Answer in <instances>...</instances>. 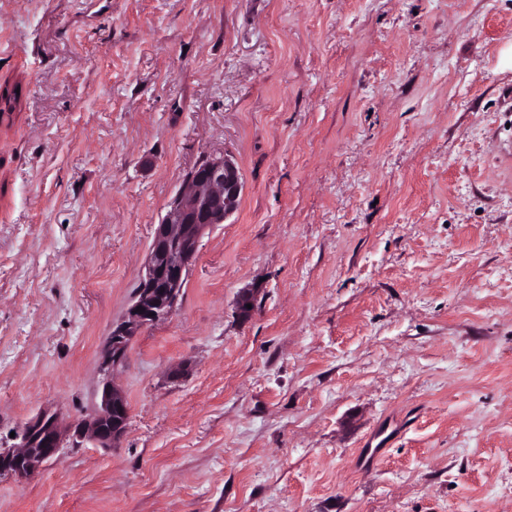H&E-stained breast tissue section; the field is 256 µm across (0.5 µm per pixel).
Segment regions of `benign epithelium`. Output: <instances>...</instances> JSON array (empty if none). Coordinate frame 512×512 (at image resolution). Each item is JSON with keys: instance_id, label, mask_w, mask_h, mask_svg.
<instances>
[{"instance_id": "benign-epithelium-1", "label": "benign epithelium", "mask_w": 512, "mask_h": 512, "mask_svg": "<svg viewBox=\"0 0 512 512\" xmlns=\"http://www.w3.org/2000/svg\"><path fill=\"white\" fill-rule=\"evenodd\" d=\"M243 192L240 170L225 154L198 165L189 185L170 201L154 234L135 296L123 321L116 324L102 352L105 379L100 405L88 419L63 423L55 414L41 413L28 420L14 448H0V478L21 480L56 458L67 436L88 439L101 448L118 445L129 419V405L113 380L134 336L144 327L171 316L187 282L206 231L233 215ZM143 311H138V308Z\"/></svg>"}]
</instances>
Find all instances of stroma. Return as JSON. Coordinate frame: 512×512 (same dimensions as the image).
I'll list each match as a JSON object with an SVG mask.
<instances>
[{"mask_svg":"<svg viewBox=\"0 0 512 512\" xmlns=\"http://www.w3.org/2000/svg\"><path fill=\"white\" fill-rule=\"evenodd\" d=\"M7 83L0 448L96 410L201 158L244 190L114 374L118 448L0 512H512V0H0Z\"/></svg>","mask_w":512,"mask_h":512,"instance_id":"35a3bbf8","label":"stroma"}]
</instances>
